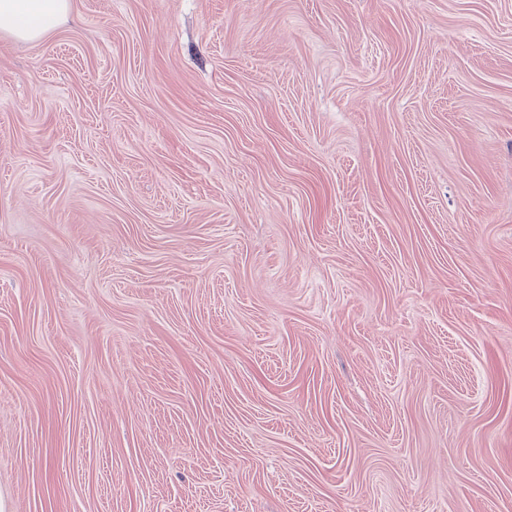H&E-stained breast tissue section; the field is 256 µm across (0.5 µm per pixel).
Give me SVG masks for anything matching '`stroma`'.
<instances>
[{
  "mask_svg": "<svg viewBox=\"0 0 512 512\" xmlns=\"http://www.w3.org/2000/svg\"><path fill=\"white\" fill-rule=\"evenodd\" d=\"M0 512H512V0L0 33Z\"/></svg>",
  "mask_w": 512,
  "mask_h": 512,
  "instance_id": "1",
  "label": "stroma"
}]
</instances>
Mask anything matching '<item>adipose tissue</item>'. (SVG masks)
Here are the masks:
<instances>
[{"label":"adipose tissue","instance_id":"1","mask_svg":"<svg viewBox=\"0 0 512 512\" xmlns=\"http://www.w3.org/2000/svg\"><path fill=\"white\" fill-rule=\"evenodd\" d=\"M70 10V0H0V32L34 41L53 31Z\"/></svg>","mask_w":512,"mask_h":512}]
</instances>
